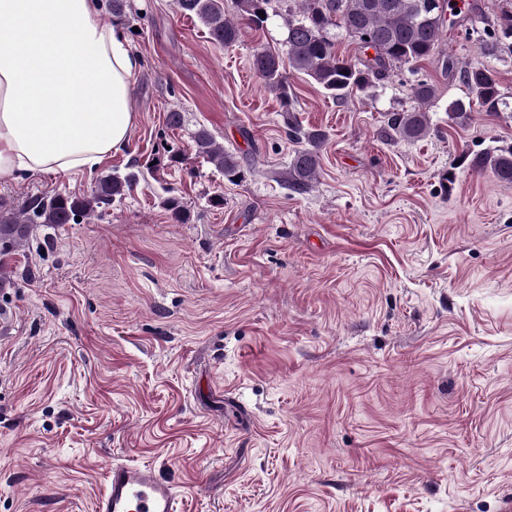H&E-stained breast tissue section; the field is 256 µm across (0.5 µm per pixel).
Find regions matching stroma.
<instances>
[{
  "mask_svg": "<svg viewBox=\"0 0 512 512\" xmlns=\"http://www.w3.org/2000/svg\"><path fill=\"white\" fill-rule=\"evenodd\" d=\"M131 5L98 14L141 59L127 144L91 174L0 176L17 208L140 175L102 217L33 225L0 288V512H94L112 462L155 464L179 512H512V186L461 163L512 143V51L447 27L507 103L462 125L447 107L466 89L434 60L342 102L288 72L299 121L328 134L296 194L251 67L282 19L227 48L175 0ZM419 80L431 131L390 138ZM200 125L241 181L196 155Z\"/></svg>",
  "mask_w": 512,
  "mask_h": 512,
  "instance_id": "obj_1",
  "label": "stroma"
}]
</instances>
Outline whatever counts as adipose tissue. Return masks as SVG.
I'll use <instances>...</instances> for the list:
<instances>
[{"instance_id": "obj_1", "label": "adipose tissue", "mask_w": 512, "mask_h": 512, "mask_svg": "<svg viewBox=\"0 0 512 512\" xmlns=\"http://www.w3.org/2000/svg\"><path fill=\"white\" fill-rule=\"evenodd\" d=\"M98 0H0V175L93 172L120 150L139 58Z\"/></svg>"}]
</instances>
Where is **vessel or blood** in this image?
<instances>
[{"mask_svg": "<svg viewBox=\"0 0 512 512\" xmlns=\"http://www.w3.org/2000/svg\"><path fill=\"white\" fill-rule=\"evenodd\" d=\"M179 493L150 465L112 464L94 512H178Z\"/></svg>", "mask_w": 512, "mask_h": 512, "instance_id": "obj_1", "label": "vessel or blood"}]
</instances>
